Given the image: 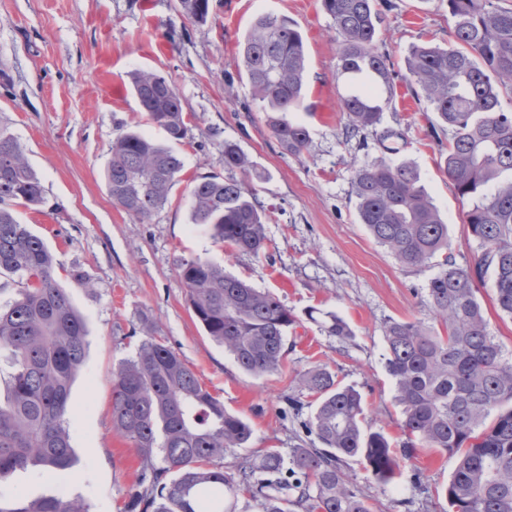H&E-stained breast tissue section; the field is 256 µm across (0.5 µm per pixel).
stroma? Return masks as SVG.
Wrapping results in <instances>:
<instances>
[{
    "label": "stroma",
    "instance_id": "stroma-1",
    "mask_svg": "<svg viewBox=\"0 0 512 512\" xmlns=\"http://www.w3.org/2000/svg\"><path fill=\"white\" fill-rule=\"evenodd\" d=\"M377 46L391 63L394 96L380 132L346 137L338 108L337 39L321 0H211L206 22L183 18L177 0H0V127L24 149L38 174L45 203L18 218L47 243L55 277L86 323V354L70 389L66 415L75 464L67 476L45 469L15 472L0 482V500L80 496L91 512H119L140 459L112 428L113 375L134 358L150 321L155 336L177 349L203 387L253 427L247 447L225 466L264 448L308 445L300 416L284 417L299 396V377L316 366L335 372L365 398V424L392 441L401 437V411L385 368L387 319L431 321L426 305L431 267L401 265L361 224L352 187L353 163L384 156L381 131L398 160L414 164L448 225L457 265L478 252L464 214L471 207L444 172L448 134L418 100L406 59L415 45L452 43L454 21L446 0H377ZM272 14L303 35L306 108L292 120L306 126L309 147L288 155L261 112L237 53L253 19ZM137 70L164 76L179 92L189 134L175 143L184 170L170 201L140 221L115 206L105 169L113 140L135 129L156 139L132 93ZM236 143L252 160L251 186L265 209L266 249L260 257L215 243L209 229L189 221L193 181L224 176V144ZM201 257L255 288L274 293L295 315L281 369L256 378L206 336L179 276L181 260ZM79 269L92 281L69 276ZM336 312L352 334L326 336L309 320L313 310ZM456 455L418 449L404 473L381 484L351 458L345 471L371 512H448L440 492ZM419 473L421 485L410 481Z\"/></svg>",
    "mask_w": 512,
    "mask_h": 512
}]
</instances>
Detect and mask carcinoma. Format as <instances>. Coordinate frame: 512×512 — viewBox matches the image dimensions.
<instances>
[{
    "label": "carcinoma",
    "mask_w": 512,
    "mask_h": 512,
    "mask_svg": "<svg viewBox=\"0 0 512 512\" xmlns=\"http://www.w3.org/2000/svg\"><path fill=\"white\" fill-rule=\"evenodd\" d=\"M338 40L336 83L346 133L374 132L393 97V71L380 53L375 0H321ZM181 14L207 20L210 0H178ZM455 18L453 45L409 50L407 71L439 127L448 129L444 169L462 198L477 250L475 262L456 264L448 224L411 163L376 157L353 165V193L361 223L401 264L426 267L440 256L428 282L427 304L438 326L422 320L384 323L385 368L394 381L404 439L392 446L364 428L360 390L316 366L300 377L311 397L302 422L307 448L288 454L267 448L234 468L224 456L244 448L253 429L203 388L179 351L143 324L136 357L112 386V427L135 448L141 469L120 512H237L239 498L260 512H370L345 472L362 459L368 477L386 483L416 448L459 455L445 496L451 512H512V353L489 329L480 287L491 282L499 310L512 317V8L494 0H448ZM239 57L268 113L283 150L307 149V128L288 118L303 109L306 52L301 32L285 17L262 14L239 41ZM140 110L165 141L129 131L112 143L106 181L112 203L148 220L168 203L184 168L170 146L187 137L182 100L166 78L132 74ZM224 169L241 178L204 177L191 190L190 223L206 224L213 240L255 258L264 253L265 212L249 184L253 167L224 142ZM44 202L43 187L18 140L0 128V278L15 297L0 305V351L12 372L0 398V481L28 467L67 474L75 463L66 425L70 386L83 364L82 315L54 277L45 241L20 223L16 208ZM191 308L207 336L247 373L278 371L295 317L274 294L224 273L209 260L179 266ZM320 331L344 339L348 323L322 313ZM287 399L299 414L303 405ZM0 512H91L66 495L14 501Z\"/></svg>",
    "instance_id": "1"
}]
</instances>
